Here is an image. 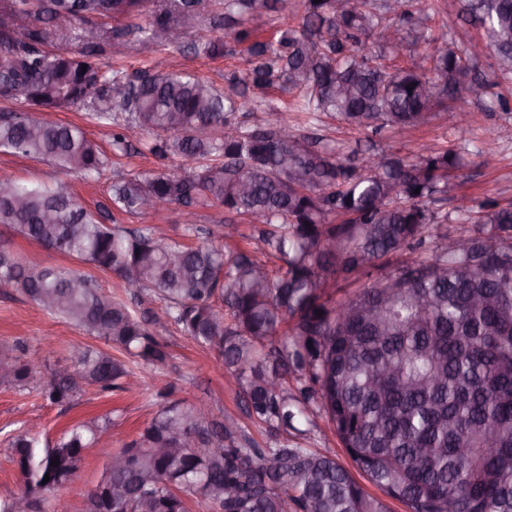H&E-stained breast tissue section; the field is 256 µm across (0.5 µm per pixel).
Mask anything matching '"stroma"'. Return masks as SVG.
I'll return each mask as SVG.
<instances>
[{
  "instance_id": "obj_1",
  "label": "stroma",
  "mask_w": 512,
  "mask_h": 512,
  "mask_svg": "<svg viewBox=\"0 0 512 512\" xmlns=\"http://www.w3.org/2000/svg\"><path fill=\"white\" fill-rule=\"evenodd\" d=\"M462 0H433V13L427 23L428 32L435 37L455 39L459 47L474 50L475 71L492 81V98L477 103L464 100L472 112V122L465 131L453 129L451 113L436 108L431 120L399 138L385 131L374 135L348 127L339 120L327 118L318 128L323 138L332 140L343 150L374 145L376 149L398 153L412 158L422 148H446L467 145V166L455 171L459 192L466 197L481 200L494 198L500 202L512 201V78L502 79L496 60L487 48L484 30L476 24L461 20ZM223 0H200L197 15L188 19L183 39L177 45H143L140 35L116 37L114 21L100 23L101 36L95 48H87L83 41V22L76 21L62 29H50L41 48L45 51L63 50L74 55L91 53L92 60L103 72L116 73L131 79L152 68L156 59L164 58L175 69L195 75L216 88L222 89L230 77L244 78L249 65L241 45L234 40L232 30L225 28ZM220 39L224 53L211 57L204 53L206 43ZM262 104L251 112L238 113L237 119L245 126H253L270 119L272 113H290L300 129H307V119L298 108V94L280 85L261 94ZM508 101V108H500L498 99ZM94 106L84 101L74 106L50 109L43 119L81 128L98 145L109 164L100 174L89 176L82 172L67 175L79 202L102 223L123 228L154 225L158 234L185 243L194 236L183 222L184 208L174 203L157 213L126 214L112 205V186L122 178L149 176L160 171L179 175L191 173L195 163L180 155L158 160L147 149L154 139L150 131L132 127L126 130L122 145H114L112 126L95 121ZM500 132L495 153L488 158L477 156L490 132ZM61 172L51 162L26 156L11 150H0V177H8L23 184H51ZM195 212L197 223L215 236L224 233L225 221L237 224L239 233L231 240L232 248L258 254V244L252 226L240 216H227L221 204L205 202ZM5 244L20 257L44 266H60L91 277L105 296L125 299L121 280L113 273L104 272L78 259L44 250L19 235L13 227L0 224V244ZM156 336L167 344L170 358L167 363L152 369L143 362L129 361L134 375L152 374L155 387L141 390L100 391L87 387L68 403L55 404L43 399L35 390L0 385V501L12 498L23 488L22 478L13 461L9 440L14 435L29 433L41 444L55 443L72 426L92 420L110 419L106 437L113 449H120L133 439L151 421L160 408L159 391L169 392L171 399L209 405L212 415L231 414L238 418L246 435L257 443H264L267 432L261 424L249 419L243 411L242 393L237 385L224 379L216 350L198 346L179 328L168 324L155 326ZM86 345L106 349L105 341L76 329L64 319L51 315L11 288H0V356H11L17 347L27 351L35 380L46 379L53 369L65 364L70 351ZM106 468L104 458L86 457L72 480L64 487L45 492L41 512H84L88 492L102 479Z\"/></svg>"
}]
</instances>
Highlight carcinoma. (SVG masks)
<instances>
[{
	"label": "carcinoma",
	"mask_w": 512,
	"mask_h": 512,
	"mask_svg": "<svg viewBox=\"0 0 512 512\" xmlns=\"http://www.w3.org/2000/svg\"><path fill=\"white\" fill-rule=\"evenodd\" d=\"M120 0H10L0 14V99L39 96L45 108L99 102L95 118L120 129L156 131L149 151L203 161L193 174L158 173L113 185L112 204L135 214L163 203L186 207L210 199L243 216L271 268L214 244L168 243L144 226L100 223L67 182L45 187L0 178V224L39 246L117 275L133 299L154 296L167 319L202 347L219 350L242 388L248 417L265 426L264 444L248 439L231 416L206 420L204 408L162 406L119 454L130 467L105 480L124 487L110 512H388L350 471L326 453L298 445L324 416L358 469L407 512H512V203L475 201L448 224L450 171L462 147L396 153L340 154L304 135L286 113L262 125L235 121L236 99L258 98L235 83L225 93L181 72L156 70L136 85L138 107L125 106L129 80L99 72L86 56L43 52L36 32L16 30L34 17L51 26L112 18L115 32L173 43L197 0H171L166 13L140 24L145 0L116 11ZM278 0H224V24L249 56V87L276 80L302 93L308 122L334 115L375 134H402L426 124L441 96L479 100L492 83L471 76L464 51L448 39L430 46L429 69L386 67L359 52L374 28L394 50L430 9V0H305L298 26L260 41L246 25ZM464 18L480 25L499 70L512 75V0H464ZM412 90H407V87ZM0 148L52 161L63 173H97L98 146L74 126L28 114L0 121ZM419 193H414V190ZM496 245L484 257L488 245ZM375 279L348 299L330 289ZM0 287L13 288L87 334L159 366L169 358L148 322L92 281L58 267L30 265L0 245ZM322 315H317V312ZM0 385L26 387L20 357ZM75 375L36 386L64 403L86 386L123 388L126 363L101 349L70 356ZM109 424L72 427L43 452L25 434L13 437L14 460L30 490L59 488L76 472L81 449ZM174 430L196 448L160 454ZM58 464H53V461Z\"/></svg>",
	"instance_id": "1"
}]
</instances>
